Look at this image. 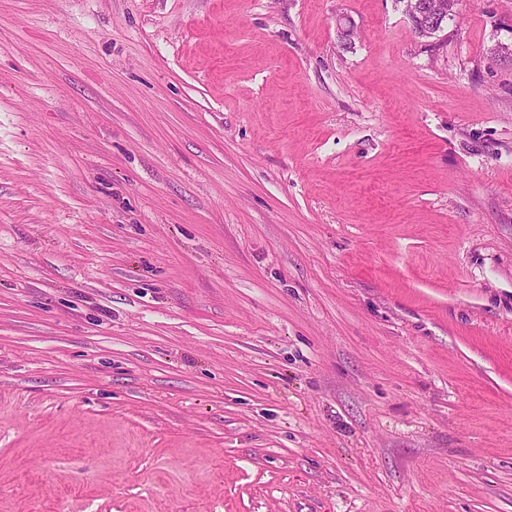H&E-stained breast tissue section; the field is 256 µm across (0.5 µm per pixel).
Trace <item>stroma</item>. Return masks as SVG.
I'll return each mask as SVG.
<instances>
[{"instance_id": "1", "label": "stroma", "mask_w": 512, "mask_h": 512, "mask_svg": "<svg viewBox=\"0 0 512 512\" xmlns=\"http://www.w3.org/2000/svg\"><path fill=\"white\" fill-rule=\"evenodd\" d=\"M0 512H512V0H0ZM450 1L452 0H400L404 6L403 11L406 19L418 38L433 39L432 41L427 40V43L440 41L443 37L441 33L444 32L449 13L457 14V9L449 4ZM412 2H416L415 5H412ZM415 22L421 24L419 30L413 27Z\"/></svg>"}]
</instances>
